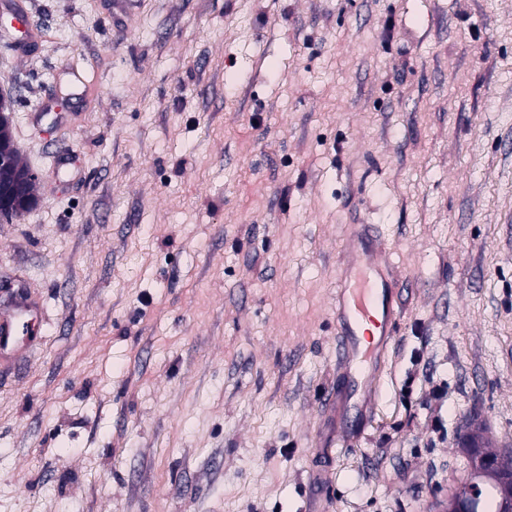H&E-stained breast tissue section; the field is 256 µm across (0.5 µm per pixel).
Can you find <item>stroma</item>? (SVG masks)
Returning <instances> with one entry per match:
<instances>
[{
	"instance_id": "obj_1",
	"label": "stroma",
	"mask_w": 512,
	"mask_h": 512,
	"mask_svg": "<svg viewBox=\"0 0 512 512\" xmlns=\"http://www.w3.org/2000/svg\"><path fill=\"white\" fill-rule=\"evenodd\" d=\"M111 2L21 0L28 52L0 9L39 176L0 286L42 306L0 372V512H437L463 416L512 452V0H139L128 24ZM352 224L404 318L331 448Z\"/></svg>"
}]
</instances>
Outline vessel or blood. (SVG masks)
Returning a JSON list of instances; mask_svg holds the SVG:
<instances>
[{"label":"vessel or blood","instance_id":"1","mask_svg":"<svg viewBox=\"0 0 512 512\" xmlns=\"http://www.w3.org/2000/svg\"><path fill=\"white\" fill-rule=\"evenodd\" d=\"M399 292L398 276L384 260L368 225H352L333 301L338 327L336 364L342 385L322 399L328 416L339 418L345 434L357 428L370 391L365 365L382 360L402 321ZM39 310L25 282L16 281L12 300L0 303V361L18 358L36 340Z\"/></svg>","mask_w":512,"mask_h":512}]
</instances>
